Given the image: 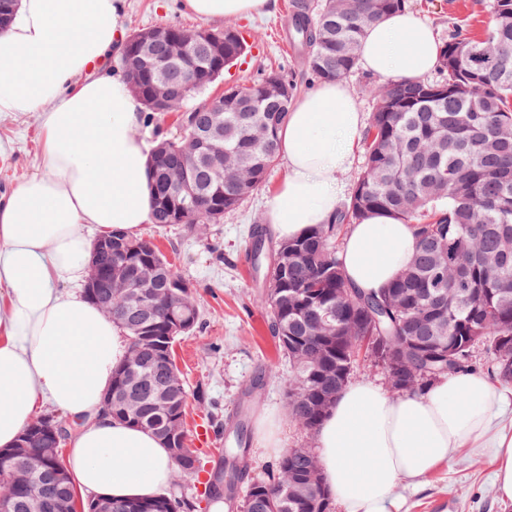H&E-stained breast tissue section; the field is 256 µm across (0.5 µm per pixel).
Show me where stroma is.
I'll return each instance as SVG.
<instances>
[{
    "label": "stroma",
    "instance_id": "35a3bbf8",
    "mask_svg": "<svg viewBox=\"0 0 512 512\" xmlns=\"http://www.w3.org/2000/svg\"><path fill=\"white\" fill-rule=\"evenodd\" d=\"M293 2L271 0L266 14L233 20V27L247 41V52L190 100V107L206 103L227 87L251 84L271 69L297 82L299 92L314 88L305 54L291 40ZM408 8L441 41L447 40L450 30L479 31L491 19L488 7L477 0H409ZM164 24L198 29L204 22L184 13L180 0H127V30ZM40 149L37 113L0 114V195L37 172ZM285 174L283 163L275 162L265 183L237 209L225 213L222 223L204 225L194 234L177 224H146L140 232L197 290L201 325L176 341L174 354L188 390V444L206 460L208 472L170 484L168 491L195 498L198 512H209L207 475L224 465V450L232 445L239 409L247 411L249 452L236 498H243L250 484L273 464L263 456L255 428L262 413L282 422L286 447L314 443L311 434L288 420V365L278 356L267 329L262 290L248 256L252 230L266 226L270 193ZM492 455L489 448L460 449L448 464L403 491L400 512H512V502L497 496Z\"/></svg>",
    "mask_w": 512,
    "mask_h": 512
}]
</instances>
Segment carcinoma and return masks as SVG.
I'll use <instances>...</instances> for the list:
<instances>
[{
	"instance_id": "obj_1",
	"label": "carcinoma",
	"mask_w": 512,
	"mask_h": 512,
	"mask_svg": "<svg viewBox=\"0 0 512 512\" xmlns=\"http://www.w3.org/2000/svg\"><path fill=\"white\" fill-rule=\"evenodd\" d=\"M407 0H325L316 19L303 5H294L292 38L306 51V66L319 81L342 79L357 67L358 51L367 29L383 16L406 6ZM492 26L483 38L452 34L443 44L433 80L372 85L376 110L364 137L366 171L348 204L326 224L299 239L279 241L271 249L272 273L266 280L264 304L267 328L288 360V390L298 399L287 405L288 418L307 432L316 429L330 404L322 398L327 386L344 389L359 356L388 370L401 382L390 389L400 394L425 390L436 377L430 363L414 351L412 337L437 336L448 354V371L475 367L473 352L483 346L490 354V374L512 382V73L504 76L497 57L473 44L487 40L512 47V0H491ZM209 33L224 39V58L216 60L205 48L189 44L187 62H176L170 78L184 87L183 101L205 90L224 69L244 55L247 45L235 27ZM125 79L142 70L138 54L124 50L119 60ZM452 85L458 93L433 98L429 90ZM297 92L280 72L271 71L248 86L224 91L222 136L206 140L223 150V161L204 160L191 182L194 207L178 212L167 198L160 175L172 169L185 148L178 138L156 136L151 155L153 224H182L193 233L204 224H218L224 212L237 208L265 181L277 160V131L285 122ZM464 94L477 112H464ZM211 113L198 107L186 113L187 130L206 131ZM383 212L413 226L419 247L412 262L386 288L359 294L349 286L336 239L365 216ZM112 249L97 254V271L112 282V297L97 292L86 297L126 331L130 341L126 365L138 379L153 380L162 368L174 374L167 385L170 415L156 406L159 383L143 391L138 403H112V417L154 434L165 427L173 433L177 482L203 471L200 457L187 444V391L173 359V345L200 323L197 292L149 239L124 233L110 237ZM265 232H252L251 253L266 261ZM140 281L146 288L172 294L175 306L132 315L126 285ZM331 311L330 324L318 313ZM244 424H238L237 447L224 455L228 494L224 506L232 512H330L329 497L312 493L300 499L288 488L306 471L309 460L287 449L266 478L253 482L244 499L236 501L235 482L247 449ZM27 452L44 457L32 485L4 490L11 512H28L33 487L50 501L72 499L71 483H59L58 457L33 436ZM115 512H197V502L163 493L148 501H113Z\"/></svg>"
}]
</instances>
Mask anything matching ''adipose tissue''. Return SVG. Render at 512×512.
I'll return each mask as SVG.
<instances>
[{"label":"adipose tissue","mask_w":512,"mask_h":512,"mask_svg":"<svg viewBox=\"0 0 512 512\" xmlns=\"http://www.w3.org/2000/svg\"><path fill=\"white\" fill-rule=\"evenodd\" d=\"M181 5L221 21L263 14L269 0ZM125 7L126 0H19L0 38V113H38L42 134L37 173L0 197V447H13L52 406L77 424L64 465L79 491L141 500L168 487L171 455L151 432L104 413L129 339L78 290L91 254L85 227L134 236L152 212L140 105L122 75L100 67L124 47ZM439 52L431 27L402 10L369 28L358 64L414 81L435 69ZM364 125L344 81L297 97L278 132L288 174L267 208L278 239L329 222L341 192L336 174L350 165ZM416 247L411 225L374 214L350 226L340 257L352 287L369 294L394 280ZM511 403V391L468 371L400 395L366 380L348 384L314 431L330 497L339 512H398L399 487L472 447L493 449L498 498L512 502V436L495 428Z\"/></svg>","instance_id":"1"}]
</instances>
